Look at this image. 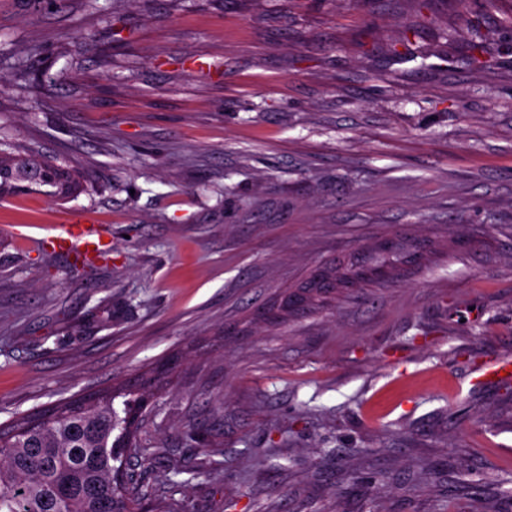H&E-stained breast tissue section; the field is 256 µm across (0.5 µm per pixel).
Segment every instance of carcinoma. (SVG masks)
<instances>
[{
	"instance_id": "1",
	"label": "carcinoma",
	"mask_w": 512,
	"mask_h": 512,
	"mask_svg": "<svg viewBox=\"0 0 512 512\" xmlns=\"http://www.w3.org/2000/svg\"><path fill=\"white\" fill-rule=\"evenodd\" d=\"M37 187L50 188L62 201L82 190L74 172L42 155L0 149V198ZM386 248L385 241L375 245L369 263L354 256L319 271L301 288L305 300L314 303L329 288L348 289L392 275L395 268L384 265ZM165 373L157 368L144 373L143 387L125 390L120 407L113 396L83 399L1 431L0 512H143L146 503L159 501L155 484L141 477L124 484L118 471L129 450L144 469L151 466L135 412L145 388Z\"/></svg>"
}]
</instances>
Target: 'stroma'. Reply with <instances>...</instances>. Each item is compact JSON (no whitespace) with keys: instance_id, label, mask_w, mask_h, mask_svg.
<instances>
[{"instance_id":"stroma-1","label":"stroma","mask_w":512,"mask_h":512,"mask_svg":"<svg viewBox=\"0 0 512 512\" xmlns=\"http://www.w3.org/2000/svg\"><path fill=\"white\" fill-rule=\"evenodd\" d=\"M0 77L84 184L0 201V425L169 363L175 512H512V0H0ZM76 215L109 259L14 236ZM394 237L434 266L267 320Z\"/></svg>"}]
</instances>
